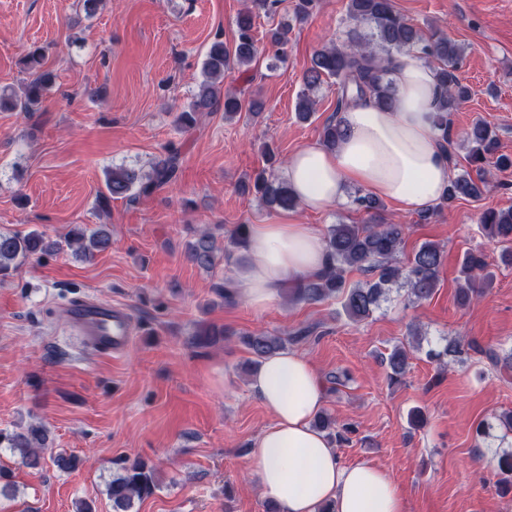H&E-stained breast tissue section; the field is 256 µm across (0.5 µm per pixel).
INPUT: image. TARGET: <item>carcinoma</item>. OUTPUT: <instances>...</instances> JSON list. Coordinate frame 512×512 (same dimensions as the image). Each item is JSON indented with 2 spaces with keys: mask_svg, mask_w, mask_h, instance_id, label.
<instances>
[{
  "mask_svg": "<svg viewBox=\"0 0 512 512\" xmlns=\"http://www.w3.org/2000/svg\"><path fill=\"white\" fill-rule=\"evenodd\" d=\"M347 18L354 25L372 26L369 37L364 38L351 31L347 42L330 44L314 52L310 66L304 73V90L296 103L298 118L309 120L314 113L311 92L326 80L334 79L341 89L336 111L341 112L351 103L369 97L384 108H392L395 92L389 64L393 52L413 50L420 57L439 62L436 69L440 86V97L435 105V127L441 142H450L448 115L470 97V90L457 75L462 57L460 47L438 31L424 37L405 17L392 6L391 0H348ZM237 39L233 48L215 40L204 62L203 80L188 109L178 116V123L185 129L194 127L196 116L201 112H213L224 108L225 117H234L242 109L241 99L223 91L221 82L224 71L232 68H250L258 65V51L253 38L254 12L247 7L236 19ZM290 27L281 23L270 33L269 44L275 48L274 58L285 55ZM25 65L32 75L27 91L22 95L0 91V110L23 112L27 115L40 111L44 97L55 82V74L43 63V54L34 49L25 57ZM342 135L340 120L325 124L322 145L336 147ZM469 165L475 167L477 177L464 172L452 177L441 197L442 203L451 204L462 198L481 196L485 180V165L495 162L498 167H512V158L496 155L498 140L489 125L475 122L466 132ZM268 167L261 170L248 189L268 208L289 210L298 205V199L288 185L274 174L277 158L273 153L266 156ZM178 170V152L173 150L155 160L150 170L143 172L126 166H115L106 172V191L100 194V202L107 204L115 198H130L134 195H149L172 182ZM480 229L488 241L503 244L499 260L512 265V209H487L482 212ZM248 227L240 224L233 230L224 248H219L213 234L203 231L190 243L187 259L206 271L212 270L218 261L232 256V249L241 246ZM405 225L403 224H332L324 237L326 251L325 269L314 277L302 280L289 289L291 300L317 303L336 295L343 296L342 308L347 317L355 322L369 318L379 307L390 290V286L404 283L407 297L413 304L429 299L435 292L437 272L443 262V252L434 243L426 242L402 263L398 256L402 250ZM111 244L108 226L99 225L87 229L76 225L69 231L64 242L52 240L45 233L32 230L26 234L0 232V279L12 276L21 266L68 249L84 260H91L95 253ZM359 268L378 273V279L363 285L346 287L344 272L348 268ZM488 263L482 253L465 255L461 268L458 297L461 304L469 303L481 294L478 278H490L486 273ZM224 339V328L208 326L196 339V346H212ZM253 356V364L261 363L267 356L286 347V340L263 333L243 337ZM395 375L404 372L407 354L400 347L393 349L388 358ZM48 439L41 426H32L24 432L0 431V447L17 454L20 463L37 467ZM159 488L156 470L140 459L124 460L119 470L112 475L107 485V494L112 501L113 512H132L135 503L152 496Z\"/></svg>",
  "mask_w": 512,
  "mask_h": 512,
  "instance_id": "obj_1",
  "label": "carcinoma"
}]
</instances>
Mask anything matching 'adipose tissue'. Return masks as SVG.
<instances>
[{
    "instance_id": "ef3b65f1",
    "label": "adipose tissue",
    "mask_w": 512,
    "mask_h": 512,
    "mask_svg": "<svg viewBox=\"0 0 512 512\" xmlns=\"http://www.w3.org/2000/svg\"><path fill=\"white\" fill-rule=\"evenodd\" d=\"M395 107L358 101L341 114L345 136L333 149L307 145L288 163V186L300 203L320 212L346 202L358 187L404 210L437 200L450 178L448 154L434 125L440 95L435 70L415 54L393 57ZM248 271L240 282L248 302L265 308L281 289L321 273L325 244L317 229L288 219L254 224L241 244ZM251 387L273 414L259 436L252 468L262 497L278 512H405L403 496L383 469L345 465L313 425L325 404L323 385L301 355L267 357Z\"/></svg>"
}]
</instances>
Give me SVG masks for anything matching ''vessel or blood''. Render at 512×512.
<instances>
[{"label":"vessel or blood","instance_id":"vessel-or-blood-1","mask_svg":"<svg viewBox=\"0 0 512 512\" xmlns=\"http://www.w3.org/2000/svg\"><path fill=\"white\" fill-rule=\"evenodd\" d=\"M70 322L83 346L118 356L131 344V321L121 307L81 300L68 306Z\"/></svg>","mask_w":512,"mask_h":512}]
</instances>
